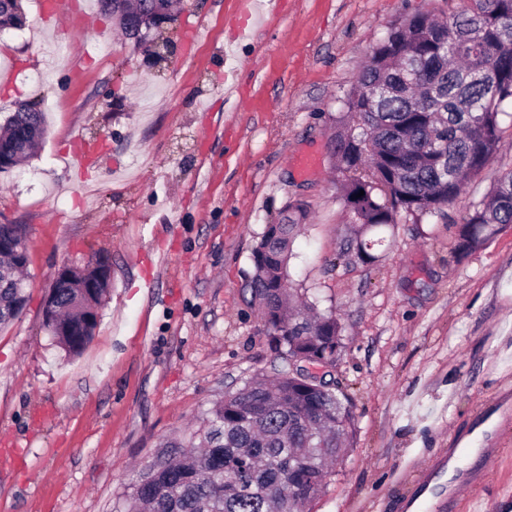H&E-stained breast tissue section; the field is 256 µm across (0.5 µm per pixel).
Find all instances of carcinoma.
Segmentation results:
<instances>
[{"label": "carcinoma", "mask_w": 512, "mask_h": 512, "mask_svg": "<svg viewBox=\"0 0 512 512\" xmlns=\"http://www.w3.org/2000/svg\"><path fill=\"white\" fill-rule=\"evenodd\" d=\"M129 11L125 34L146 32L148 19L172 0H113ZM23 24L21 0H0V28ZM512 106V0H468L440 20L429 11L403 19L372 50L358 87L341 101L335 154L345 174L342 200L354 227L341 256L378 260L376 233L398 214L442 216L461 187L497 154L500 116ZM46 133L44 113L22 103L5 120L0 146L27 158ZM363 196H358L359 192ZM307 211L270 224L252 252L248 287L271 348L283 365L254 376L224 396L199 428L168 442L167 457L140 474L125 512H304L322 489L326 462L353 447L355 419L348 398L328 383L305 385L294 359L343 347L344 328L331 311L296 299L288 262ZM512 224V169L464 218L458 252L467 255ZM22 268L0 260V327L15 320L25 296ZM104 291L86 295L61 284L57 318L71 335L46 327L68 355L82 352L96 325L84 306L101 305ZM305 498L285 494L288 476Z\"/></svg>", "instance_id": "cac0c4a2"}]
</instances>
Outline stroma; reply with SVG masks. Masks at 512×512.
I'll return each instance as SVG.
<instances>
[{
  "label": "stroma",
  "mask_w": 512,
  "mask_h": 512,
  "mask_svg": "<svg viewBox=\"0 0 512 512\" xmlns=\"http://www.w3.org/2000/svg\"><path fill=\"white\" fill-rule=\"evenodd\" d=\"M0 30V123L46 115L35 154L0 172V224L25 230L26 305L0 328V512H120L139 470L226 392L279 360L247 284L268 225L302 206L292 285L345 327L331 376L356 436L310 512H406L416 479L453 448L455 500L512 512V225L460 255L462 218L512 168L502 146L445 216L401 217L379 260L340 255L349 216L332 150L341 101L373 47L417 11L462 0H177L152 36L126 39L96 0H61ZM204 40L190 43V24ZM99 153L76 164L80 143ZM110 257L94 336L66 356L42 325L57 271Z\"/></svg>",
  "instance_id": "1"
}]
</instances>
